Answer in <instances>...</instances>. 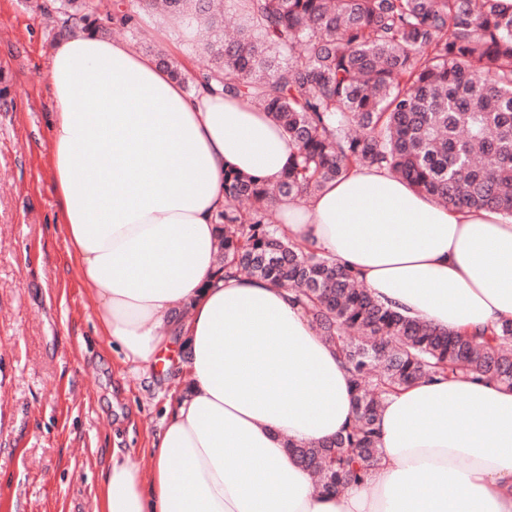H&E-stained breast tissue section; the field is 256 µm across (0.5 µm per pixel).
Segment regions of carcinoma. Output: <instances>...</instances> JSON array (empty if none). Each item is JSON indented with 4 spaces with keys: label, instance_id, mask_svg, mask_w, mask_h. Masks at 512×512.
<instances>
[{
    "label": "carcinoma",
    "instance_id": "obj_1",
    "mask_svg": "<svg viewBox=\"0 0 512 512\" xmlns=\"http://www.w3.org/2000/svg\"><path fill=\"white\" fill-rule=\"evenodd\" d=\"M209 27L213 0H137ZM248 29L207 37L210 66L184 85L212 80L254 101L292 145L270 185L230 168L218 220L224 271L295 294L351 374L353 417L325 443H290L319 492L368 478L381 459L376 419L384 398L432 374L512 388V321L489 334L438 329L373 298L335 257L305 252L279 234L274 210L305 200L351 166H378L415 191L460 210L512 218V13L498 0H248ZM61 33L103 21L86 0H59Z\"/></svg>",
    "mask_w": 512,
    "mask_h": 512
}]
</instances>
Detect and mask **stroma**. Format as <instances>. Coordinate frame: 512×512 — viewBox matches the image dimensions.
I'll return each mask as SVG.
<instances>
[{"mask_svg":"<svg viewBox=\"0 0 512 512\" xmlns=\"http://www.w3.org/2000/svg\"><path fill=\"white\" fill-rule=\"evenodd\" d=\"M134 20L105 31L134 50L207 68L198 35L171 42ZM54 0H0V512H95L113 449L148 467L182 374V351L142 368L123 364L99 330L97 302L73 273L58 224L47 144V56Z\"/></svg>","mask_w":512,"mask_h":512,"instance_id":"35a3bbf8","label":"stroma"}]
</instances>
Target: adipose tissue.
<instances>
[{"instance_id": "1", "label": "adipose tissue", "mask_w": 512, "mask_h": 512, "mask_svg": "<svg viewBox=\"0 0 512 512\" xmlns=\"http://www.w3.org/2000/svg\"><path fill=\"white\" fill-rule=\"evenodd\" d=\"M47 141L68 253L124 362L185 345L149 471L113 449L95 512H512V388L427 378L389 394L366 481L314 490L287 442L336 436L350 374L287 289L218 262L224 171L280 180L288 137L219 85L187 92L156 57L76 29L49 57ZM280 228L379 301L452 331L512 319V218L458 211L357 166Z\"/></svg>"}]
</instances>
